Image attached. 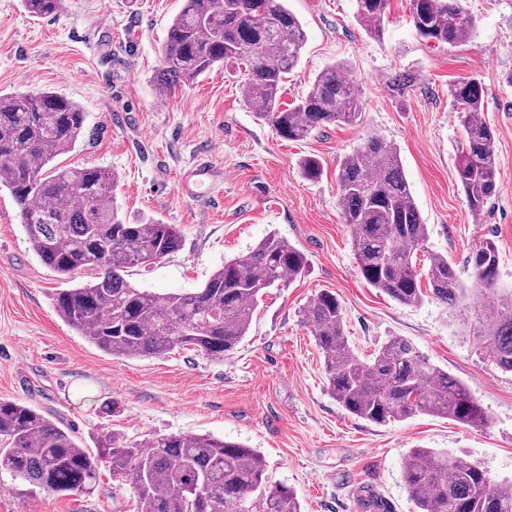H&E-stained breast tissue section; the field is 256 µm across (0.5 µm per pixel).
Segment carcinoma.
<instances>
[{"label": "carcinoma", "instance_id": "1", "mask_svg": "<svg viewBox=\"0 0 512 512\" xmlns=\"http://www.w3.org/2000/svg\"><path fill=\"white\" fill-rule=\"evenodd\" d=\"M35 17H49L61 0H22ZM390 0H356V19L381 38ZM417 36L456 47L476 36L474 17L461 0H410ZM306 31L286 0H185L168 26L156 85L174 93L233 59L244 66L246 101L283 139L296 141L330 125H358L363 103L343 64L322 70L293 104L281 102L288 73L298 64ZM463 135L456 173L469 211L483 212L498 189L495 135L481 117L484 88L473 76L450 88ZM86 116L76 103L50 90L0 94V186L19 208L39 261L56 277L92 279L55 293L58 316L114 358L159 357L191 349L222 362L248 335L264 290L304 277L308 260L271 234L245 254L224 260L204 285L184 293L138 288L129 270L144 269L177 252L182 235L153 217H118V177L91 166L61 168L54 159L81 137ZM301 176L318 180L321 162L306 157ZM343 223L364 280L408 307L431 296L458 313L465 336L503 372H512V291L496 289L499 252L485 239L467 257L475 286L467 287L442 254H417L427 225L414 202L397 147L370 136L344 155L337 174ZM426 278L429 292L421 287ZM330 393L350 415L383 425L417 414L482 425L488 416L467 387L429 364L406 339L389 338L364 362L346 336L336 294L320 292L304 308ZM0 471L58 494H90L98 463L130 485L136 512H302L295 491L272 485L255 448L204 434L154 435L129 443L118 432L98 437L96 453L72 431L34 408L0 399ZM404 477L417 512H512V481L497 483L478 464L432 448H412Z\"/></svg>", "mask_w": 512, "mask_h": 512}]
</instances>
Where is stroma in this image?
Masks as SVG:
<instances>
[{"label":"stroma","instance_id":"obj_1","mask_svg":"<svg viewBox=\"0 0 512 512\" xmlns=\"http://www.w3.org/2000/svg\"><path fill=\"white\" fill-rule=\"evenodd\" d=\"M307 43L282 99L294 102L328 66L347 65L364 105L357 126L336 125L288 141L250 109L243 76L225 64L169 95L155 86L162 46L184 0H66L35 18L21 0H0V94L49 89L88 114L84 133L58 161L117 174L122 217L176 225L178 252L130 280L156 293L201 287L226 258L268 234L308 259L305 277L268 289L248 336L224 362L189 350L118 359L96 348L54 308L63 283L42 266L8 190L0 188V398L52 415L83 447L106 432L142 442L156 434H209L258 449L270 483L292 487L303 512H365L379 493L395 512H415L403 479L409 449L433 448L478 462L512 481V373L487 363L461 337L446 305L396 303L363 279L341 218L337 166L376 135L395 144L427 226L425 249L448 257L462 279L466 258L490 239L500 256V290L512 289V0H465L473 42L427 45L410 22V0H390L383 39L366 35L355 0H287ZM412 74L402 97L392 77ZM478 78L483 116L495 132L499 192L472 215L457 180L461 126L449 87ZM320 160L304 180L303 157ZM222 176L193 183L200 160ZM336 293L349 343L360 359L393 336L459 378L486 409L484 426L419 414L378 426L349 416L330 395L322 357L303 309L321 290ZM113 412H104L105 404ZM128 483L100 465L93 493L61 495L0 473V512H134Z\"/></svg>","mask_w":512,"mask_h":512}]
</instances>
